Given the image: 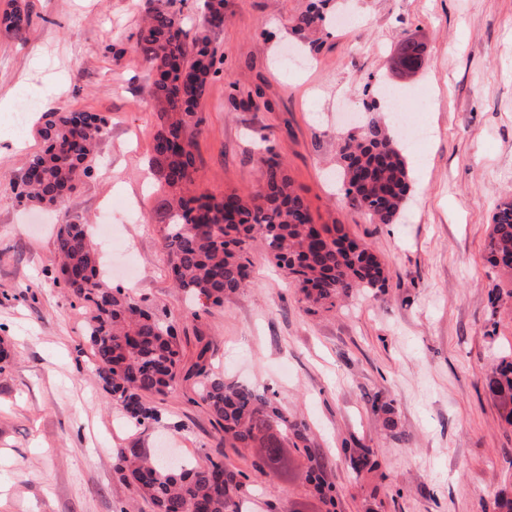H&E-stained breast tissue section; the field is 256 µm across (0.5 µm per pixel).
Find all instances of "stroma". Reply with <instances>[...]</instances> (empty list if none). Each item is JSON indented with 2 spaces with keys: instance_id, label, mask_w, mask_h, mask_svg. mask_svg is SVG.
Here are the masks:
<instances>
[{
  "instance_id": "1",
  "label": "stroma",
  "mask_w": 512,
  "mask_h": 512,
  "mask_svg": "<svg viewBox=\"0 0 512 512\" xmlns=\"http://www.w3.org/2000/svg\"><path fill=\"white\" fill-rule=\"evenodd\" d=\"M25 38L0 29V512H151L114 469L120 448L170 449L198 465L249 470L251 452L220 445L191 371L274 392L307 429L287 478L248 482L249 512H326L304 479L309 457L335 512H497L512 496V427L488 376L512 350V302L495 301L483 246L495 202L512 193V0H326L325 21L296 32L311 0H224L203 29V0H28ZM180 12L206 31L221 72L200 110L194 188L257 189L277 155L315 223L343 224L383 260L385 293L311 310L262 247L246 288L200 309L174 287L164 245L169 188L150 167L158 126L149 68L134 49L142 16ZM422 65L402 79V38ZM414 105L428 129L403 140L413 192L396 223L345 205L338 139L352 116L388 112L378 87ZM43 108L100 112L110 124L95 170L63 204L19 205L12 182L39 153ZM96 227L113 285L164 315L189 374L140 428L102 388L84 339L86 307L56 284L54 226ZM348 448L371 449L353 471Z\"/></svg>"
}]
</instances>
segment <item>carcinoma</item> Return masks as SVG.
<instances>
[{"label":"carcinoma","mask_w":512,"mask_h":512,"mask_svg":"<svg viewBox=\"0 0 512 512\" xmlns=\"http://www.w3.org/2000/svg\"><path fill=\"white\" fill-rule=\"evenodd\" d=\"M0 25L16 37L27 34L31 13L26 0H12ZM204 24L224 21V0H205ZM324 21L318 5L294 19L302 32ZM134 49L150 68L149 95L159 126L153 135L152 165L174 189L166 203L165 246L169 273L177 288L205 305L246 287L249 251L257 243L288 271L312 308L331 311L355 290L382 293L388 287L384 263L350 236L342 224H316L293 188L282 162L263 159L259 188L232 190L220 198L193 195L198 109L209 79L217 74L216 50L208 36L188 37L181 15L156 10L142 20ZM421 50L403 42L400 64L408 75L421 66ZM43 150L29 157L14 182L21 204L58 205L93 169V150L106 132V116L55 109L42 113ZM339 160L345 200L375 224H393L412 192L413 180L395 129L366 117L341 138ZM59 258L55 281L89 305L85 339L96 357L103 389L132 426L158 419L154 399L173 391L180 379L181 350L171 326L132 295L103 280L102 255L86 224L58 225ZM486 261L507 281L498 295L512 298V197L498 202L485 246ZM201 350L195 364L198 395L212 416L220 440L229 448H256L252 474L222 460L204 466H171L144 448H120L114 468L135 487L152 512H240L239 493L250 479L288 471V435L303 436L305 425L288 418L265 391L246 384H224L211 374ZM501 420L512 426V358H501L488 377ZM356 472L375 467L368 448L349 456Z\"/></svg>","instance_id":"obj_1"}]
</instances>
